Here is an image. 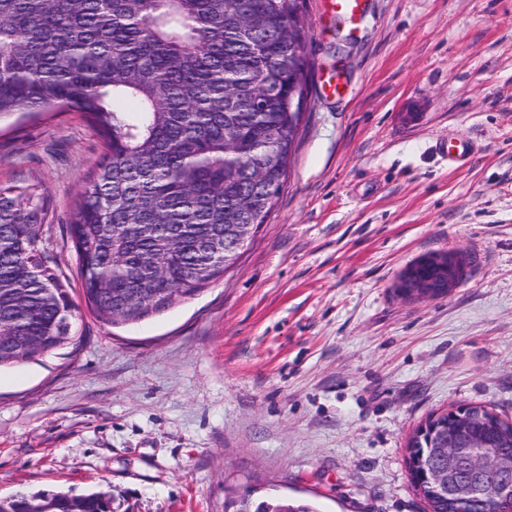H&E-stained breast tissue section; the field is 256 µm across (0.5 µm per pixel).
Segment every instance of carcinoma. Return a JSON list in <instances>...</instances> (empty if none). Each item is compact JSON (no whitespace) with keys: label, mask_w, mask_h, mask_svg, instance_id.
<instances>
[{"label":"carcinoma","mask_w":512,"mask_h":512,"mask_svg":"<svg viewBox=\"0 0 512 512\" xmlns=\"http://www.w3.org/2000/svg\"><path fill=\"white\" fill-rule=\"evenodd\" d=\"M300 0H0V119L73 108L107 153L69 220L87 306L134 324L234 265L286 181L310 83L290 58ZM46 199L0 188V367L76 341L78 313L44 248ZM101 492L0 499V512H111ZM233 512H318L230 498Z\"/></svg>","instance_id":"cac0c4a2"}]
</instances>
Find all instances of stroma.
Instances as JSON below:
<instances>
[{"mask_svg": "<svg viewBox=\"0 0 512 512\" xmlns=\"http://www.w3.org/2000/svg\"><path fill=\"white\" fill-rule=\"evenodd\" d=\"M313 88L287 180L237 264L115 328L82 305L69 219L105 147L81 112L0 119V187L38 185L79 346L0 369V498L106 493L112 512H424L406 445L432 414L512 420V0H302ZM337 75L343 96L321 84ZM470 141L452 169L438 142ZM462 252L444 297L406 267ZM327 10L336 21L350 25L357 23L365 14L368 0H324ZM318 512V508L309 501L290 498H269L254 500L249 497L229 498L225 512Z\"/></svg>", "mask_w": 512, "mask_h": 512, "instance_id": "35a3bbf8", "label": "stroma"}]
</instances>
